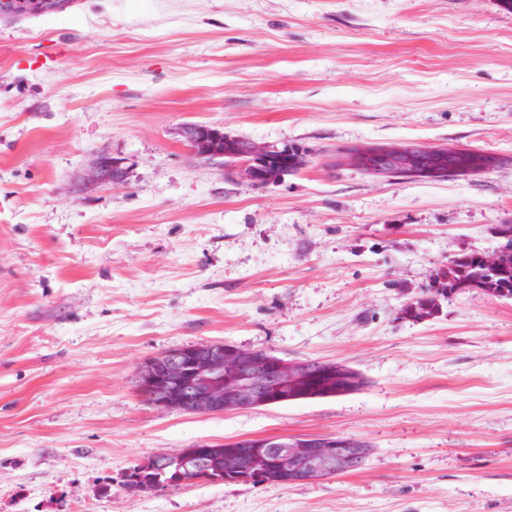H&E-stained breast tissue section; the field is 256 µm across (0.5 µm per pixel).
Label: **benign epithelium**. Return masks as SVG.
<instances>
[{
  "label": "benign epithelium",
  "instance_id": "7a95c632",
  "mask_svg": "<svg viewBox=\"0 0 512 512\" xmlns=\"http://www.w3.org/2000/svg\"><path fill=\"white\" fill-rule=\"evenodd\" d=\"M16 17L39 15L48 10V0H7ZM180 137L192 158L219 162L224 176L238 178L264 189L288 176V165H299L307 150L296 143L257 142L224 132L221 126L187 123ZM450 151L418 145L355 148L336 156L374 177H429L448 175ZM130 165L125 157L103 153L84 172L86 189L127 183ZM512 262V243L484 255L486 273L498 275ZM307 359H283L269 353L245 351L218 343L171 348L146 359L138 367L139 389L145 400L159 408H190L196 412L252 409L270 405L296 392L308 380ZM351 438L331 436L288 440L264 437L249 440L252 468L262 472L268 463L266 449L277 456L280 469L297 483H313L337 476L354 467ZM152 487L160 489L185 476L211 478L203 454L186 448L155 463Z\"/></svg>",
  "mask_w": 512,
  "mask_h": 512
}]
</instances>
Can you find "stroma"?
<instances>
[{
  "instance_id": "obj_1",
  "label": "stroma",
  "mask_w": 512,
  "mask_h": 512,
  "mask_svg": "<svg viewBox=\"0 0 512 512\" xmlns=\"http://www.w3.org/2000/svg\"><path fill=\"white\" fill-rule=\"evenodd\" d=\"M186 123L299 143L262 190L190 160ZM491 153L376 178L363 146ZM103 152L127 184L74 191ZM512 222V0H73L0 19V512H512V299L404 318ZM222 342L346 363L364 390L160 409L137 366ZM344 436L361 469L307 484L128 493L156 453Z\"/></svg>"
}]
</instances>
